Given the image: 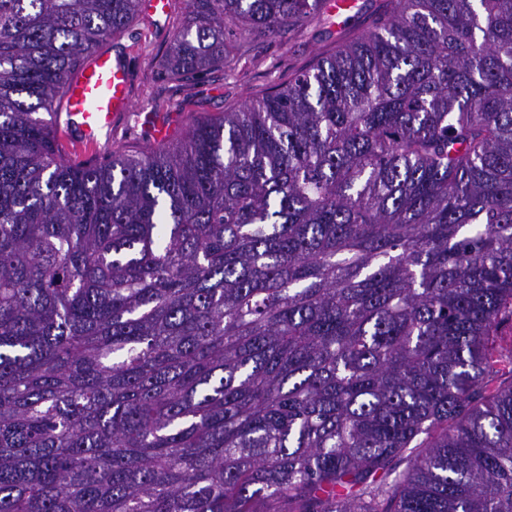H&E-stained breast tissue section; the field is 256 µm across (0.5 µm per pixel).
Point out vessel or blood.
<instances>
[{
    "label": "vessel or blood",
    "mask_w": 512,
    "mask_h": 512,
    "mask_svg": "<svg viewBox=\"0 0 512 512\" xmlns=\"http://www.w3.org/2000/svg\"><path fill=\"white\" fill-rule=\"evenodd\" d=\"M130 78L119 57L101 53L72 79L57 124L85 148L111 131L118 117L130 109Z\"/></svg>",
    "instance_id": "vessel-or-blood-1"
}]
</instances>
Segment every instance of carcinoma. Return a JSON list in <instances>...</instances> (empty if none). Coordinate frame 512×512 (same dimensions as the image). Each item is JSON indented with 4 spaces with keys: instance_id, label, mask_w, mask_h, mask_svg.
Wrapping results in <instances>:
<instances>
[{
    "instance_id": "carcinoma-1",
    "label": "carcinoma",
    "mask_w": 512,
    "mask_h": 512,
    "mask_svg": "<svg viewBox=\"0 0 512 512\" xmlns=\"http://www.w3.org/2000/svg\"><path fill=\"white\" fill-rule=\"evenodd\" d=\"M320 2L186 0L168 74ZM389 5L84 166L38 114L141 0H0V512H512V0Z\"/></svg>"
}]
</instances>
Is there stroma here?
Listing matches in <instances>:
<instances>
[{
  "label": "stroma",
  "mask_w": 512,
  "mask_h": 512,
  "mask_svg": "<svg viewBox=\"0 0 512 512\" xmlns=\"http://www.w3.org/2000/svg\"><path fill=\"white\" fill-rule=\"evenodd\" d=\"M172 3L168 16L156 18L141 11L122 33L104 43V51L122 57L129 66L133 109L111 134L101 137L92 162H103L120 150L139 151L176 142L193 119L233 111L248 98L288 81L318 57L372 27L382 16L387 0H360L358 13L347 20L327 15L280 40L227 38L223 67L180 82L168 78L162 69L173 33L184 16L183 0ZM150 112L168 116L165 140L154 139L146 125L144 116Z\"/></svg>",
  "instance_id": "35a3bbf8"
}]
</instances>
